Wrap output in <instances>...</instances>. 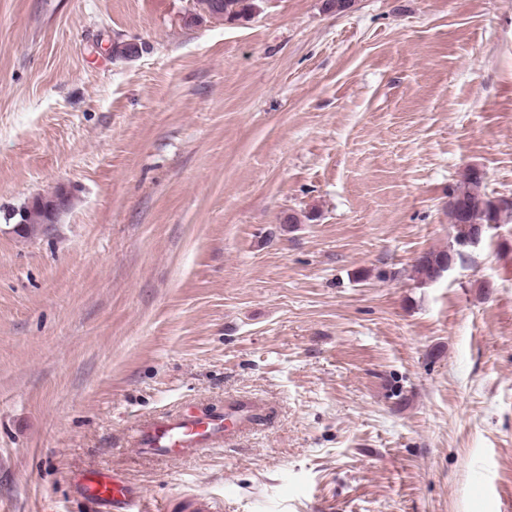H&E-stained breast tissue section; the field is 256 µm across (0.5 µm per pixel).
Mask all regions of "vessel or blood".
<instances>
[{"mask_svg":"<svg viewBox=\"0 0 512 512\" xmlns=\"http://www.w3.org/2000/svg\"><path fill=\"white\" fill-rule=\"evenodd\" d=\"M263 412L262 406L250 401L230 403L221 413L191 407L138 425L132 440L141 457L181 461L223 443L236 427ZM73 484L81 500L96 512H147L121 471L79 473ZM156 512H216V506L206 497L192 495L176 498Z\"/></svg>","mask_w":512,"mask_h":512,"instance_id":"1","label":"vessel or blood"}]
</instances>
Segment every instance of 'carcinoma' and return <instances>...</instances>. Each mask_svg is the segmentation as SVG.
<instances>
[{
	"label": "carcinoma",
	"mask_w": 512,
	"mask_h": 512,
	"mask_svg": "<svg viewBox=\"0 0 512 512\" xmlns=\"http://www.w3.org/2000/svg\"><path fill=\"white\" fill-rule=\"evenodd\" d=\"M256 9L255 0H193V8L185 17L188 25L207 17L226 20H248ZM448 218L457 237L466 236L470 228L481 224H499L512 216V205L502 208L496 198L485 191L484 179L468 169L448 193ZM448 261V251L431 250L423 253L414 265V272L426 279L438 277Z\"/></svg>",
	"instance_id": "carcinoma-1"
}]
</instances>
